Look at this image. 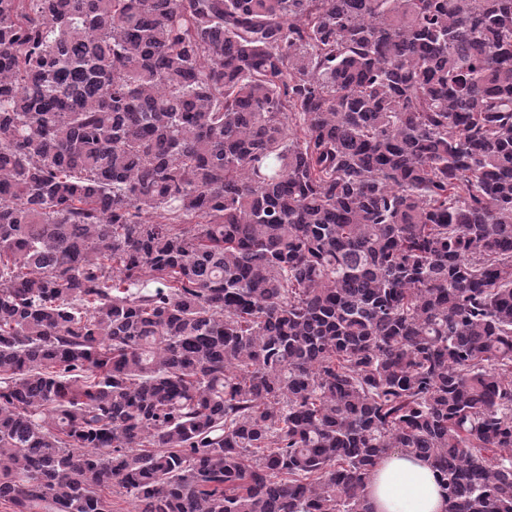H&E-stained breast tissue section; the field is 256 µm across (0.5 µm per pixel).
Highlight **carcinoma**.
I'll return each mask as SVG.
<instances>
[{"label":"carcinoma","mask_w":512,"mask_h":512,"mask_svg":"<svg viewBox=\"0 0 512 512\" xmlns=\"http://www.w3.org/2000/svg\"><path fill=\"white\" fill-rule=\"evenodd\" d=\"M512 512V0H0V505ZM365 494L372 512H446L431 463L404 452L379 460Z\"/></svg>","instance_id":"obj_1"}]
</instances>
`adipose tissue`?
<instances>
[{"mask_svg":"<svg viewBox=\"0 0 512 512\" xmlns=\"http://www.w3.org/2000/svg\"><path fill=\"white\" fill-rule=\"evenodd\" d=\"M365 494L371 512H446L431 463L404 452L379 460Z\"/></svg>","mask_w":512,"mask_h":512,"instance_id":"ef3b65f1","label":"adipose tissue"}]
</instances>
